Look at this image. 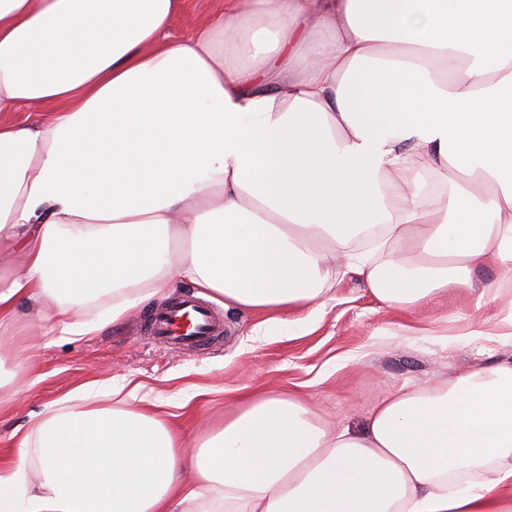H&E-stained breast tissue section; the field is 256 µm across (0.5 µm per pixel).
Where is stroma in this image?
<instances>
[{
	"label": "stroma",
	"mask_w": 512,
	"mask_h": 512,
	"mask_svg": "<svg viewBox=\"0 0 512 512\" xmlns=\"http://www.w3.org/2000/svg\"><path fill=\"white\" fill-rule=\"evenodd\" d=\"M499 276L491 266L473 268V290L403 311L380 305L361 280L340 272L318 316L283 333L253 335L257 316L213 304L223 334L195 349L145 334L153 301L121 326L87 336H35L20 325L0 349V371L14 376L0 390V472L14 465L19 438L46 406L91 383L123 384L137 398L163 402L169 420L184 425L189 452L223 427L244 387L305 397L324 420L360 430L383 391L512 360L511 345L460 338L512 314V294L494 299L478 293ZM17 349L27 358L21 368L13 357Z\"/></svg>",
	"instance_id": "obj_1"
}]
</instances>
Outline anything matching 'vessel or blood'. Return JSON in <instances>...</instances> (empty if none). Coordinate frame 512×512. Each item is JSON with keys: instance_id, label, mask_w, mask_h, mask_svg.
<instances>
[{"instance_id": "obj_1", "label": "vessel or blood", "mask_w": 512, "mask_h": 512, "mask_svg": "<svg viewBox=\"0 0 512 512\" xmlns=\"http://www.w3.org/2000/svg\"><path fill=\"white\" fill-rule=\"evenodd\" d=\"M214 325L213 312L189 294L150 317L151 333L156 339L183 347L206 343Z\"/></svg>"}]
</instances>
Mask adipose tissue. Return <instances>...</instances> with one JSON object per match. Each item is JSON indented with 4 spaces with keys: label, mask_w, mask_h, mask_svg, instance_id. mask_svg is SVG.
<instances>
[{
    "label": "adipose tissue",
    "mask_w": 512,
    "mask_h": 512,
    "mask_svg": "<svg viewBox=\"0 0 512 512\" xmlns=\"http://www.w3.org/2000/svg\"><path fill=\"white\" fill-rule=\"evenodd\" d=\"M182 7L0 0V336L23 303L84 336L180 281L268 334L340 264L397 309L512 265V0H222L174 40ZM98 395L44 412L0 512H512V362L358 433L246 392L190 455Z\"/></svg>",
    "instance_id": "adipose-tissue-1"
}]
</instances>
